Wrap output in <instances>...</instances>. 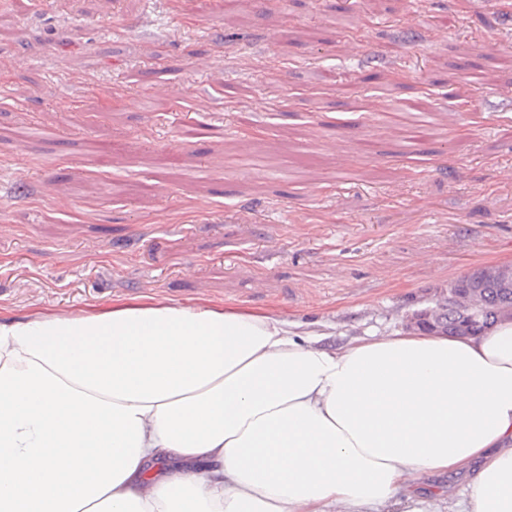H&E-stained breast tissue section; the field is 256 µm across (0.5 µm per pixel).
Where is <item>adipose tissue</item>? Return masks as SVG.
Masks as SVG:
<instances>
[{
	"label": "adipose tissue",
	"mask_w": 512,
	"mask_h": 512,
	"mask_svg": "<svg viewBox=\"0 0 512 512\" xmlns=\"http://www.w3.org/2000/svg\"><path fill=\"white\" fill-rule=\"evenodd\" d=\"M128 308L0 324V512H512V321L326 347Z\"/></svg>",
	"instance_id": "1"
}]
</instances>
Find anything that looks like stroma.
<instances>
[{"instance_id": "1", "label": "stroma", "mask_w": 512, "mask_h": 512, "mask_svg": "<svg viewBox=\"0 0 512 512\" xmlns=\"http://www.w3.org/2000/svg\"><path fill=\"white\" fill-rule=\"evenodd\" d=\"M509 44L512 0H0V323L406 333L512 265Z\"/></svg>"}]
</instances>
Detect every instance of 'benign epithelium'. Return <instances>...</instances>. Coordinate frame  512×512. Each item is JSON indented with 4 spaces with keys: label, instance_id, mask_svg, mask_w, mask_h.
<instances>
[{
    "label": "benign epithelium",
    "instance_id": "obj_1",
    "mask_svg": "<svg viewBox=\"0 0 512 512\" xmlns=\"http://www.w3.org/2000/svg\"><path fill=\"white\" fill-rule=\"evenodd\" d=\"M477 275L499 288H512L511 265L483 268ZM448 311L460 316L455 330L457 336H477L490 331V327L483 324L485 302L478 296L477 289L460 288L455 281L438 295L435 306L414 313L410 323L419 330L446 336L448 327L443 323V316Z\"/></svg>",
    "mask_w": 512,
    "mask_h": 512
}]
</instances>
